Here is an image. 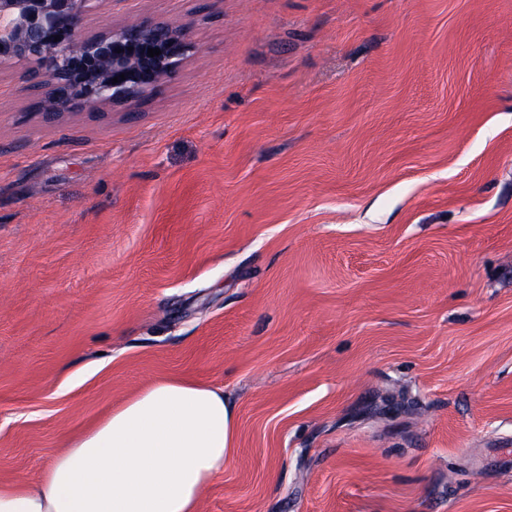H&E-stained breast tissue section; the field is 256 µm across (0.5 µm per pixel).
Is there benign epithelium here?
Segmentation results:
<instances>
[{"mask_svg":"<svg viewBox=\"0 0 512 512\" xmlns=\"http://www.w3.org/2000/svg\"><path fill=\"white\" fill-rule=\"evenodd\" d=\"M94 2L0 0V65H30L24 89L37 94L46 117L136 101L172 77L195 49L190 20L145 19L92 31L87 16ZM155 48L161 54L148 56Z\"/></svg>","mask_w":512,"mask_h":512,"instance_id":"1","label":"benign epithelium"}]
</instances>
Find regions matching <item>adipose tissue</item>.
Masks as SVG:
<instances>
[{"mask_svg":"<svg viewBox=\"0 0 512 512\" xmlns=\"http://www.w3.org/2000/svg\"><path fill=\"white\" fill-rule=\"evenodd\" d=\"M235 433L222 388L153 381L71 438L36 480L0 485V512H201Z\"/></svg>","mask_w":512,"mask_h":512,"instance_id":"adipose-tissue-1","label":"adipose tissue"}]
</instances>
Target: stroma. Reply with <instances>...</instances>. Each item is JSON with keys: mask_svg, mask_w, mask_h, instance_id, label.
Masks as SVG:
<instances>
[{"mask_svg": "<svg viewBox=\"0 0 512 512\" xmlns=\"http://www.w3.org/2000/svg\"><path fill=\"white\" fill-rule=\"evenodd\" d=\"M192 20L151 95L0 66V483L219 386L201 512H512V0H97Z\"/></svg>", "mask_w": 512, "mask_h": 512, "instance_id": "stroma-1", "label": "stroma"}]
</instances>
